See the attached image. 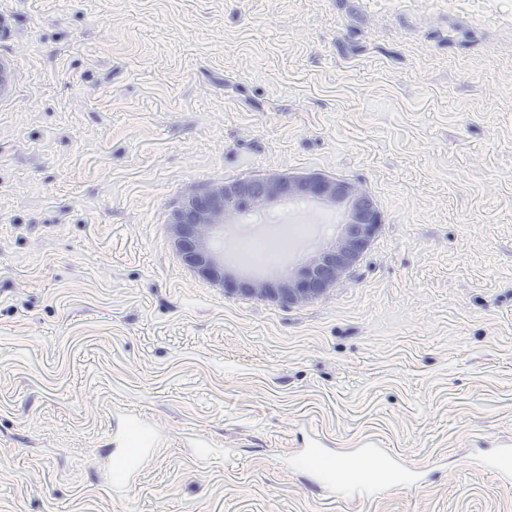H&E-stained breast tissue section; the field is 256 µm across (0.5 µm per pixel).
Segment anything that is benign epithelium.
I'll list each match as a JSON object with an SVG mask.
<instances>
[{"label":"benign epithelium","instance_id":"7a95c632","mask_svg":"<svg viewBox=\"0 0 512 512\" xmlns=\"http://www.w3.org/2000/svg\"><path fill=\"white\" fill-rule=\"evenodd\" d=\"M256 208L284 199L320 200L344 206V230L333 245L312 254L297 272L274 278L236 275L211 240L217 228L239 213L241 201ZM381 224L372 199L353 184L318 175L277 177L255 192L250 180L226 182L185 199L173 218L174 244L187 265L203 278L244 296L271 298L283 305L305 304L326 294L358 262Z\"/></svg>","mask_w":512,"mask_h":512}]
</instances>
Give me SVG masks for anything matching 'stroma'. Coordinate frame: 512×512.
Instances as JSON below:
<instances>
[{"mask_svg":"<svg viewBox=\"0 0 512 512\" xmlns=\"http://www.w3.org/2000/svg\"><path fill=\"white\" fill-rule=\"evenodd\" d=\"M512 0H0V512H512ZM318 174L381 225L302 306L178 253L184 199ZM133 411L131 493L103 475ZM367 436L429 484L287 461ZM205 446V457L191 455ZM512 444L506 443L498 448L490 471L504 481L511 480L512 476Z\"/></svg>","mask_w":512,"mask_h":512,"instance_id":"stroma-1","label":"stroma"}]
</instances>
